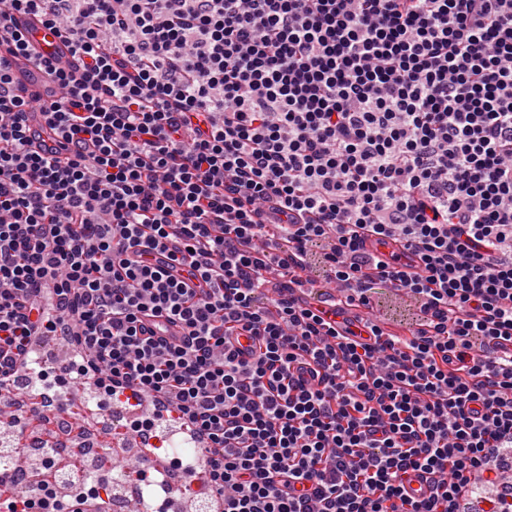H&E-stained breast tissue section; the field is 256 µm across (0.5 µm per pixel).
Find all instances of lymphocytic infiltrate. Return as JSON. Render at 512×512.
<instances>
[{
  "mask_svg": "<svg viewBox=\"0 0 512 512\" xmlns=\"http://www.w3.org/2000/svg\"><path fill=\"white\" fill-rule=\"evenodd\" d=\"M19 14L77 68L33 57L36 151L0 63V384L59 330L223 512H458L512 451V0H0L25 55ZM380 288L410 336L355 317ZM374 311L390 332L407 334L419 317L418 306L409 296L393 288H382L374 295Z\"/></svg>",
  "mask_w": 512,
  "mask_h": 512,
  "instance_id": "1",
  "label": "lymphocytic infiltrate"
}]
</instances>
